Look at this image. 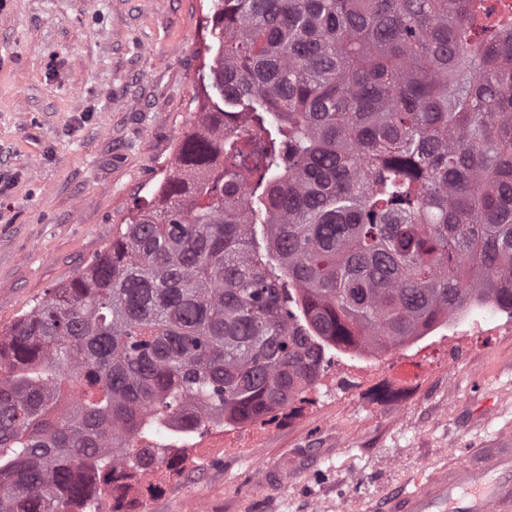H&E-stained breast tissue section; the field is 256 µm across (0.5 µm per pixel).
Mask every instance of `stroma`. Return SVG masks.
I'll return each mask as SVG.
<instances>
[{
    "instance_id": "35a3bbf8",
    "label": "stroma",
    "mask_w": 512,
    "mask_h": 512,
    "mask_svg": "<svg viewBox=\"0 0 512 512\" xmlns=\"http://www.w3.org/2000/svg\"><path fill=\"white\" fill-rule=\"evenodd\" d=\"M214 0H0V332L152 205L218 43ZM455 365L386 352L390 391L333 381L269 424L166 449L149 512H379L448 451L512 434V330L461 336Z\"/></svg>"
}]
</instances>
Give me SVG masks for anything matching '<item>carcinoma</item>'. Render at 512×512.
<instances>
[{"instance_id":"obj_1","label":"carcinoma","mask_w":512,"mask_h":512,"mask_svg":"<svg viewBox=\"0 0 512 512\" xmlns=\"http://www.w3.org/2000/svg\"><path fill=\"white\" fill-rule=\"evenodd\" d=\"M154 206L0 334V512L287 409L325 350L512 310V4L219 0Z\"/></svg>"}]
</instances>
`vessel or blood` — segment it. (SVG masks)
<instances>
[{
  "label": "vessel or blood",
  "mask_w": 512,
  "mask_h": 512,
  "mask_svg": "<svg viewBox=\"0 0 512 512\" xmlns=\"http://www.w3.org/2000/svg\"><path fill=\"white\" fill-rule=\"evenodd\" d=\"M386 512H512V442L434 468L415 491L391 496Z\"/></svg>",
  "instance_id": "vessel-or-blood-1"
}]
</instances>
